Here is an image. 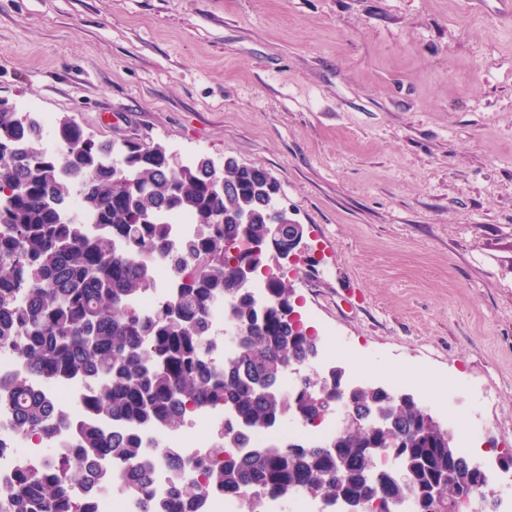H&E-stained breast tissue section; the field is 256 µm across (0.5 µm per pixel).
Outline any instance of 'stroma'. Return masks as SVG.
<instances>
[{"mask_svg": "<svg viewBox=\"0 0 512 512\" xmlns=\"http://www.w3.org/2000/svg\"><path fill=\"white\" fill-rule=\"evenodd\" d=\"M498 0H0V98L265 169L315 369L512 448V20Z\"/></svg>", "mask_w": 512, "mask_h": 512, "instance_id": "stroma-1", "label": "stroma"}]
</instances>
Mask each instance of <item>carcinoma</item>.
<instances>
[{"label":"carcinoma","instance_id":"cac0c4a2","mask_svg":"<svg viewBox=\"0 0 512 512\" xmlns=\"http://www.w3.org/2000/svg\"><path fill=\"white\" fill-rule=\"evenodd\" d=\"M38 126L0 108V349L27 368L0 381V405L14 411L16 435L51 441L55 404L28 375L78 381L89 396L70 444L18 473L8 489L14 512H95L92 500L73 495L87 480L96 492L140 498L161 466L175 472L174 485L166 498L142 502V512H190L203 490L198 471L224 494L249 497L251 512L266 497L297 494L341 512L373 501L380 512H459L461 497L489 492L498 506L485 467L413 395L348 383L339 367L282 387L318 346L290 319L293 288L268 263L270 227L287 215L268 172L233 158L172 168L158 143L96 141L67 119L55 128L62 149L54 151ZM75 194L82 208L71 214L64 205ZM176 215L190 216L197 234L175 240ZM159 261L172 266L170 294L142 311L136 302L156 286ZM243 265L265 284L261 307L240 285ZM219 302L238 345L220 365L209 356ZM339 406L344 426L322 444L247 447L256 430L310 425ZM204 407L224 408L211 460L147 453L143 431H177L188 411Z\"/></svg>","mask_w":512,"mask_h":512}]
</instances>
